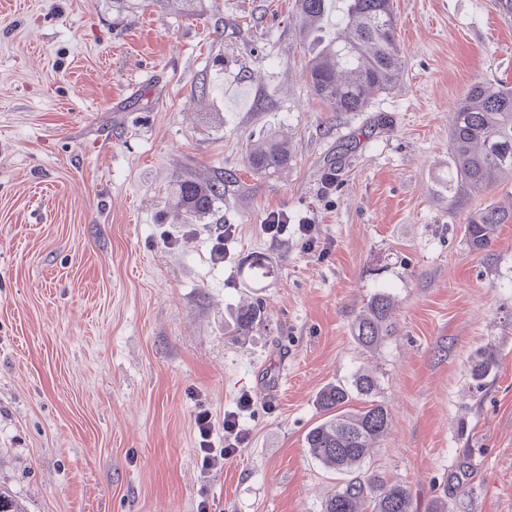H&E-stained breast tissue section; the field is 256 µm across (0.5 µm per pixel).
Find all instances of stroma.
Returning <instances> with one entry per match:
<instances>
[{
    "mask_svg": "<svg viewBox=\"0 0 512 512\" xmlns=\"http://www.w3.org/2000/svg\"><path fill=\"white\" fill-rule=\"evenodd\" d=\"M392 3L400 84L333 112L296 0H0V486L27 512H322L339 477L305 435L360 370L392 416L366 469L425 505L466 458L452 512H512V224L483 251L464 234L512 210V180L470 190L449 147L469 86L512 83V0ZM271 134L293 158L259 175L246 155ZM221 174L214 214L184 223L172 184ZM255 255L270 278L249 279ZM381 289L398 331L368 351L352 324ZM481 352L498 364L477 389ZM202 408L213 447L225 412L248 435L207 471ZM195 427L199 437V452L202 466L206 470L213 467L218 461L216 448H211V437L215 430V423L207 409H200L195 417Z\"/></svg>",
    "mask_w": 512,
    "mask_h": 512,
    "instance_id": "obj_1",
    "label": "stroma"
}]
</instances>
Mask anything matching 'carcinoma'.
Returning <instances> with one entry per match:
<instances>
[{"instance_id":"cac0c4a2","label":"carcinoma","mask_w":512,"mask_h":512,"mask_svg":"<svg viewBox=\"0 0 512 512\" xmlns=\"http://www.w3.org/2000/svg\"><path fill=\"white\" fill-rule=\"evenodd\" d=\"M333 8L339 12L336 39L309 59L310 89L333 112H363L376 95L392 89L401 78L391 0H297L299 20L308 31L318 27ZM450 142L460 180L471 189L484 191L512 177V86L471 85L455 112ZM290 159L288 142L276 137L247 156L249 167L257 174L284 168ZM173 198L187 222L199 221L224 199V178L205 182L180 179ZM508 223H512V210L486 208L469 218L466 239L472 249L484 250L491 245L498 225ZM393 307L390 295H373L352 324L358 344L373 349L395 335ZM495 366L494 354H479L470 371L474 385H485ZM377 393V377L362 370L351 383L328 385L317 395L324 418L307 432L306 447L324 468L342 476L325 500L323 512H418L408 485L363 469L374 445L391 425L390 411L376 399ZM355 401L360 402L357 408L352 407ZM469 480L468 463L462 461L448 473L427 512H449L452 496Z\"/></svg>"}]
</instances>
